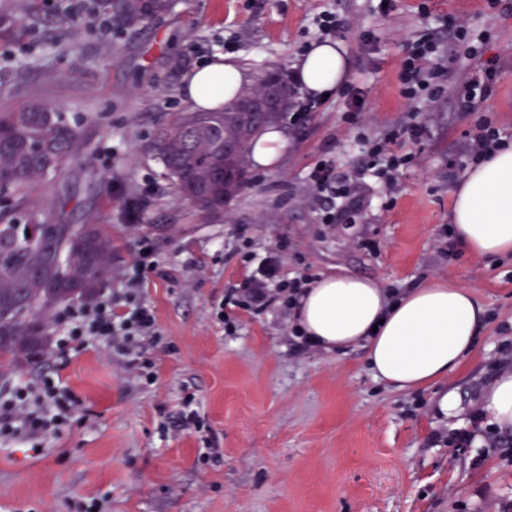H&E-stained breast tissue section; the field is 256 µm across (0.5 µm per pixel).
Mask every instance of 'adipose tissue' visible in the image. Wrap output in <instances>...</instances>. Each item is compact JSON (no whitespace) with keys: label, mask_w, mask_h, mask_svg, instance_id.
I'll return each instance as SVG.
<instances>
[{"label":"adipose tissue","mask_w":512,"mask_h":512,"mask_svg":"<svg viewBox=\"0 0 512 512\" xmlns=\"http://www.w3.org/2000/svg\"><path fill=\"white\" fill-rule=\"evenodd\" d=\"M310 95L332 93L348 62L339 45L313 44L293 66ZM250 72L224 58L190 70L181 92L192 111L231 104L250 83ZM456 243L478 259L512 255V145L469 167L453 192ZM292 320L312 345L327 351L364 347L376 379L415 390L448 377L476 349L487 322L485 307L448 281L390 293L358 277H325L302 289ZM490 423L512 427V372L496 376L482 396Z\"/></svg>","instance_id":"adipose-tissue-1"}]
</instances>
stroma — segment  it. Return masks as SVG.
Masks as SVG:
<instances>
[{
	"mask_svg": "<svg viewBox=\"0 0 512 512\" xmlns=\"http://www.w3.org/2000/svg\"><path fill=\"white\" fill-rule=\"evenodd\" d=\"M83 0H0L24 16L0 27V110L32 101L64 113L86 151L34 191L29 205L0 199V219L23 224L45 204L58 224H99L117 271L136 261L123 199L139 196L138 227L159 274L143 294L157 334L143 342L150 378L128 376L125 358L101 342L52 348L17 379L60 377L80 406L40 450L0 437V512H512V429L491 426L481 398L512 369V258L476 259L449 241L452 190L465 172L468 133L491 118L512 143V0H174L136 30L86 16ZM335 14L344 82L364 88L361 113L343 91L321 99L286 136L278 165L251 169L249 184L210 217L179 198L156 144L188 105L184 74L215 54L252 77L286 75L321 41ZM80 26L66 32L62 15ZM472 41L449 56L454 22ZM435 37L449 81L434 112L403 94L399 62L422 34ZM492 94L471 111L455 100L488 59ZM423 121L411 166L393 193L365 173L366 138ZM360 187V205L321 221L301 187L317 162ZM285 249L279 276H354L405 291L447 280L488 312L477 351L447 379L412 391L372 375L362 348L327 353L285 329L280 303L252 314L225 305L271 239ZM455 390L460 415L436 407Z\"/></svg>",
	"mask_w": 512,
	"mask_h": 512,
	"instance_id": "stroma-1",
	"label": "stroma"
}]
</instances>
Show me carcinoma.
<instances>
[{
	"mask_svg": "<svg viewBox=\"0 0 512 512\" xmlns=\"http://www.w3.org/2000/svg\"><path fill=\"white\" fill-rule=\"evenodd\" d=\"M172 0H86L88 14L132 28L167 13ZM275 85L279 111L263 116L232 103L219 112H187L159 141L166 175L179 195L207 213L247 181V158L261 129L288 115L292 89L273 74L242 95L260 99ZM237 144L224 152V140ZM77 130L41 103L0 111V196L26 202L40 180L79 152ZM49 210L30 223L0 221V375L41 365L52 337L46 319L59 307L88 303L112 282V237L98 224H55Z\"/></svg>",
	"mask_w": 512,
	"mask_h": 512,
	"instance_id": "1",
	"label": "carcinoma"
}]
</instances>
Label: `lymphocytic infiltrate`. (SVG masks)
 Segmentation results:
<instances>
[{
  "label": "lymphocytic infiltrate",
  "instance_id": "obj_1",
  "mask_svg": "<svg viewBox=\"0 0 512 512\" xmlns=\"http://www.w3.org/2000/svg\"><path fill=\"white\" fill-rule=\"evenodd\" d=\"M436 52L432 37L419 38L402 64L405 97L424 101L429 107L436 106L444 94L443 88L435 84L440 74L433 62ZM425 132L424 124L413 122L367 139L365 146L373 175L387 185H394L399 170L412 160L411 154L403 150L405 141H419ZM305 189L312 194H330L323 223H337L358 207L355 187L339 176L331 163L319 162L310 171ZM133 241L138 249L137 261L133 270L123 275L120 290L101 294L89 305L64 310L56 315L55 321L60 327V347L73 342L104 341L110 351L125 357L128 372L138 376L144 368L138 352L140 344L157 331L154 311L142 298L141 290L146 270L157 269L158 262L147 238L137 234ZM276 272L275 257L261 262L240 287L241 306L261 309L278 302L291 308L303 282L279 279ZM77 407L78 402L68 388L52 377L17 386L9 397L0 398V434L26 439L48 434L56 431Z\"/></svg>",
  "mask_w": 512,
  "mask_h": 512
}]
</instances>
